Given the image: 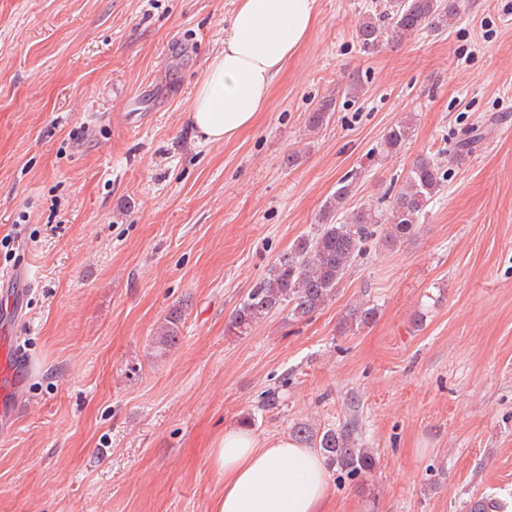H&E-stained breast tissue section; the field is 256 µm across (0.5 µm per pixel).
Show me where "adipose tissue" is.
Instances as JSON below:
<instances>
[{
  "instance_id": "1",
  "label": "adipose tissue",
  "mask_w": 512,
  "mask_h": 512,
  "mask_svg": "<svg viewBox=\"0 0 512 512\" xmlns=\"http://www.w3.org/2000/svg\"><path fill=\"white\" fill-rule=\"evenodd\" d=\"M315 6L236 0L224 45L208 60L187 113L204 142L233 140L255 124L276 78L308 38ZM211 461L224 476L215 512H326L329 475L313 449L286 438L262 442L240 426L225 430Z\"/></svg>"
}]
</instances>
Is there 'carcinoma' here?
Returning <instances> with one entry per match:
<instances>
[{
  "label": "carcinoma",
  "instance_id": "cac0c4a2",
  "mask_svg": "<svg viewBox=\"0 0 512 512\" xmlns=\"http://www.w3.org/2000/svg\"><path fill=\"white\" fill-rule=\"evenodd\" d=\"M469 8L470 0H386L384 13L358 17L360 47L371 51L424 30L447 29L461 20ZM332 103L331 99L325 100L309 113V130L319 129L329 119ZM413 122L414 116L408 114L387 130L383 139L386 153L396 152L406 144ZM481 139L482 133L474 131L459 140L448 154V162H463ZM444 162L430 154L419 156L401 184L389 187L378 204L345 215L343 209L359 179V172L351 171L324 201L317 232L280 255L250 288L229 319L228 333L246 336L280 310H288L293 320L308 317L335 296L336 288L369 242L376 240L392 251L410 241L418 231L420 218L444 187ZM339 214L342 220L337 222L335 216ZM376 313L377 308L368 301L355 303L340 318L339 332L346 335L371 324ZM181 317V309L175 308L157 325L152 336L157 348L165 350L177 342ZM290 432L297 442L317 449L343 477H362L376 466L374 452L360 442L359 420L354 414L342 424L322 430L308 421H298ZM466 509L502 512V505L497 499L482 495L470 498Z\"/></svg>",
  "mask_w": 512,
  "mask_h": 512
}]
</instances>
